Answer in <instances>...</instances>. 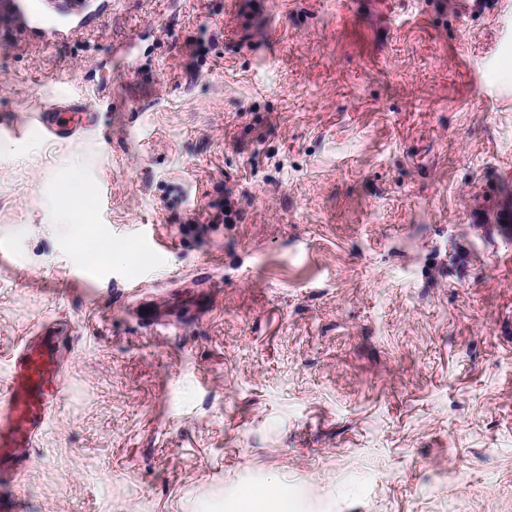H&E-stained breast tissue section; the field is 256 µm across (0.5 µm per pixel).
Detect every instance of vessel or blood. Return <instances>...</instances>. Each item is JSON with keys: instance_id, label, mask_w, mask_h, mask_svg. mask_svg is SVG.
<instances>
[{"instance_id": "vessel-or-blood-1", "label": "vessel or blood", "mask_w": 512, "mask_h": 512, "mask_svg": "<svg viewBox=\"0 0 512 512\" xmlns=\"http://www.w3.org/2000/svg\"><path fill=\"white\" fill-rule=\"evenodd\" d=\"M0 14L47 43L68 39L100 20L102 9H89L87 0H0ZM88 100L66 94L37 113L35 126L46 136L66 139L96 125ZM66 325L52 334L39 331L25 337L9 359L8 377L0 392V480L11 481L27 461L61 393V374L67 356Z\"/></svg>"}]
</instances>
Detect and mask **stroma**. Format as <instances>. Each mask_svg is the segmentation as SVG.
Instances as JSON below:
<instances>
[{"instance_id":"obj_1","label":"stroma","mask_w":512,"mask_h":512,"mask_svg":"<svg viewBox=\"0 0 512 512\" xmlns=\"http://www.w3.org/2000/svg\"><path fill=\"white\" fill-rule=\"evenodd\" d=\"M251 2L0 25V384L70 328L0 505L512 512V0ZM65 91L98 126L29 128ZM60 204L69 212L73 224H84L83 217L87 211V200L75 183L65 186L61 194Z\"/></svg>"}]
</instances>
